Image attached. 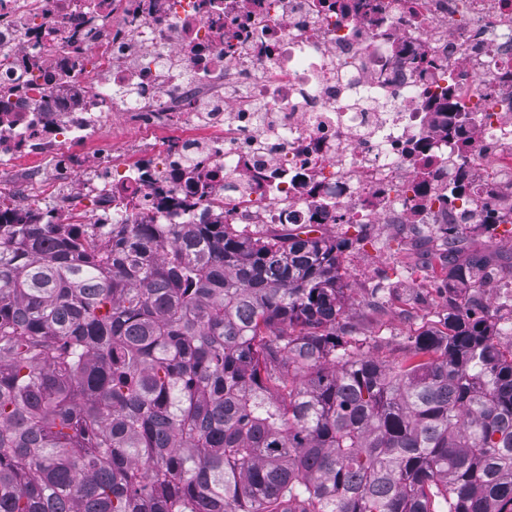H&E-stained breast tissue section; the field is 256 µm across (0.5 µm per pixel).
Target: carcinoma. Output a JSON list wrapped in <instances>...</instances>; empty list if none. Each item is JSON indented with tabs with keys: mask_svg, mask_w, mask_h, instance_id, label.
<instances>
[{
	"mask_svg": "<svg viewBox=\"0 0 512 512\" xmlns=\"http://www.w3.org/2000/svg\"><path fill=\"white\" fill-rule=\"evenodd\" d=\"M316 231L0 221V512H512V317L371 353Z\"/></svg>",
	"mask_w": 512,
	"mask_h": 512,
	"instance_id": "cac0c4a2",
	"label": "carcinoma"
}]
</instances>
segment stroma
Returning <instances> with one entry per match:
<instances>
[{
  "mask_svg": "<svg viewBox=\"0 0 512 512\" xmlns=\"http://www.w3.org/2000/svg\"><path fill=\"white\" fill-rule=\"evenodd\" d=\"M321 231L351 241L342 262L351 302L348 320L383 356H401L417 331L442 328L449 298L478 293L493 310L498 293L512 289L507 271L477 288L448 281L440 263L424 265L422 252L437 251L442 242L436 224H325ZM460 234L466 251L489 252L506 268L512 265V224L498 225L490 234L474 224Z\"/></svg>",
  "mask_w": 512,
  "mask_h": 512,
  "instance_id": "stroma-1",
  "label": "stroma"
}]
</instances>
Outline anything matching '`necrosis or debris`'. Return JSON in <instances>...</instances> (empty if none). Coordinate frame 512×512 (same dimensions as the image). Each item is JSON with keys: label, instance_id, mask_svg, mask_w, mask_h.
Masks as SVG:
<instances>
[{"label": "necrosis or debris", "instance_id": "necrosis-or-debris-1", "mask_svg": "<svg viewBox=\"0 0 512 512\" xmlns=\"http://www.w3.org/2000/svg\"><path fill=\"white\" fill-rule=\"evenodd\" d=\"M4 177L49 224L511 223L512 0H0Z\"/></svg>", "mask_w": 512, "mask_h": 512}]
</instances>
